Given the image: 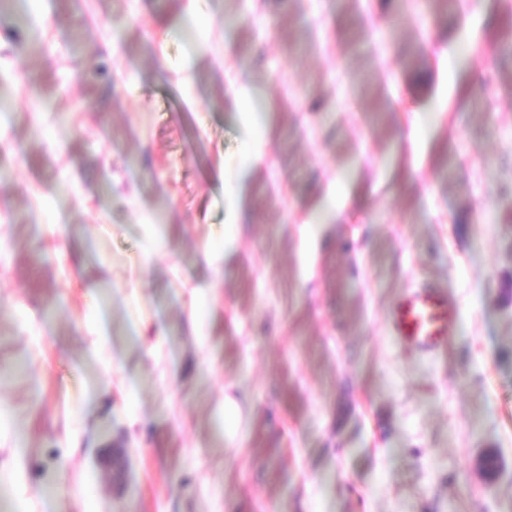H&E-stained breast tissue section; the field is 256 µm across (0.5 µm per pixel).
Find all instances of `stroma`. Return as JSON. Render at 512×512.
<instances>
[{
	"instance_id": "stroma-1",
	"label": "stroma",
	"mask_w": 512,
	"mask_h": 512,
	"mask_svg": "<svg viewBox=\"0 0 512 512\" xmlns=\"http://www.w3.org/2000/svg\"><path fill=\"white\" fill-rule=\"evenodd\" d=\"M460 12L0 0V512H512V58ZM458 312L438 288H414L391 313L394 336L407 346L429 352L446 343L458 326Z\"/></svg>"
}]
</instances>
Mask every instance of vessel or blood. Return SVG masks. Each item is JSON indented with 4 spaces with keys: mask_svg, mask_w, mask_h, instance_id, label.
I'll return each mask as SVG.
<instances>
[{
    "mask_svg": "<svg viewBox=\"0 0 512 512\" xmlns=\"http://www.w3.org/2000/svg\"><path fill=\"white\" fill-rule=\"evenodd\" d=\"M458 326V312L446 295L425 286L405 294L391 313L394 336L407 346L429 352L444 345Z\"/></svg>",
    "mask_w": 512,
    "mask_h": 512,
    "instance_id": "1",
    "label": "vessel or blood"
}]
</instances>
